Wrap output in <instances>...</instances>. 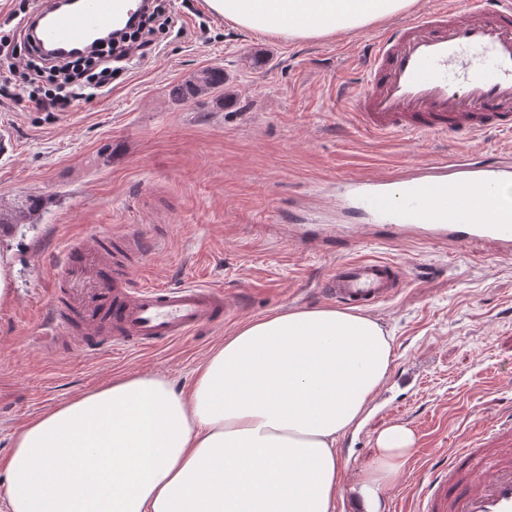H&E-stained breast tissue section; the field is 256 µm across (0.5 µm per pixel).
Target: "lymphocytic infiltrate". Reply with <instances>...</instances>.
Instances as JSON below:
<instances>
[{
  "label": "lymphocytic infiltrate",
  "mask_w": 512,
  "mask_h": 512,
  "mask_svg": "<svg viewBox=\"0 0 512 512\" xmlns=\"http://www.w3.org/2000/svg\"><path fill=\"white\" fill-rule=\"evenodd\" d=\"M177 19L167 0H150L147 13L130 32L116 41L93 48L73 59L48 58L30 39H23L25 57L19 75L0 84V96H27L36 109L63 112L74 103L87 102L102 94L120 72L121 63L132 57H146L158 35L168 33Z\"/></svg>",
  "instance_id": "f902f5d3"
}]
</instances>
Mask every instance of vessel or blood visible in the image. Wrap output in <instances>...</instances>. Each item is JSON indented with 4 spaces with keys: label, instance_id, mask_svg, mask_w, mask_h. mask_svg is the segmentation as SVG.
Masks as SVG:
<instances>
[{
    "label": "vessel or blood",
    "instance_id": "1",
    "mask_svg": "<svg viewBox=\"0 0 512 512\" xmlns=\"http://www.w3.org/2000/svg\"><path fill=\"white\" fill-rule=\"evenodd\" d=\"M143 0H81L67 9L42 0L36 47L69 50L120 29ZM363 84L343 96L365 133L459 134L476 139L491 131L512 134V0H438L369 43L362 55ZM512 179V156L470 152L433 160L383 178H343L336 198L377 224L427 225L430 242L490 246L512 251V199L500 186ZM79 264L67 265L50 297L52 330L80 328L78 349L99 354L112 346L142 349L219 326L233 311L223 291L198 284L153 286L136 281L144 264L142 238L122 231L76 243ZM121 252L118 263L107 257ZM403 266L387 259H347L322 284L340 305L369 309L406 284ZM415 512H512V448H459L431 469Z\"/></svg>",
    "mask_w": 512,
    "mask_h": 512
}]
</instances>
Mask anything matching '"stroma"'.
Returning <instances> with one entry per match:
<instances>
[{
	"label": "stroma",
	"instance_id": "35a3bbf8",
	"mask_svg": "<svg viewBox=\"0 0 512 512\" xmlns=\"http://www.w3.org/2000/svg\"><path fill=\"white\" fill-rule=\"evenodd\" d=\"M182 29L159 53L132 62L110 93L65 112L0 98V214L28 198L25 224H0L10 297L0 303V457L12 434L68 398L136 371L187 388L211 348L247 321L331 306L323 280L345 259L405 266V288L366 312L393 339V372L419 368L413 391L389 408L371 402L337 442L346 485L340 512L372 462L381 431L403 427L414 452L377 493L378 512H410L424 467L476 443L512 414V257L489 247L444 246L373 233L361 213L336 208V181L390 174L463 150L452 138L363 137L339 81L358 83L356 54L383 23L320 39L283 41L212 14L205 0H170ZM219 66L220 91L184 100L178 90ZM348 224L349 243L299 241L297 223ZM134 226L146 263L137 281L220 289L230 320L150 350L85 356L78 334L41 341L69 242Z\"/></svg>",
	"mask_w": 512,
	"mask_h": 512
}]
</instances>
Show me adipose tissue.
<instances>
[{
  "mask_svg": "<svg viewBox=\"0 0 512 512\" xmlns=\"http://www.w3.org/2000/svg\"><path fill=\"white\" fill-rule=\"evenodd\" d=\"M413 0H207L236 26L284 41L365 29ZM391 339L373 319L317 307L248 322L190 389L133 372L16 431L0 459L6 512H336V442L385 383ZM360 478L365 512L412 453L382 431Z\"/></svg>",
  "mask_w": 512,
  "mask_h": 512,
  "instance_id": "1",
  "label": "adipose tissue"
}]
</instances>
